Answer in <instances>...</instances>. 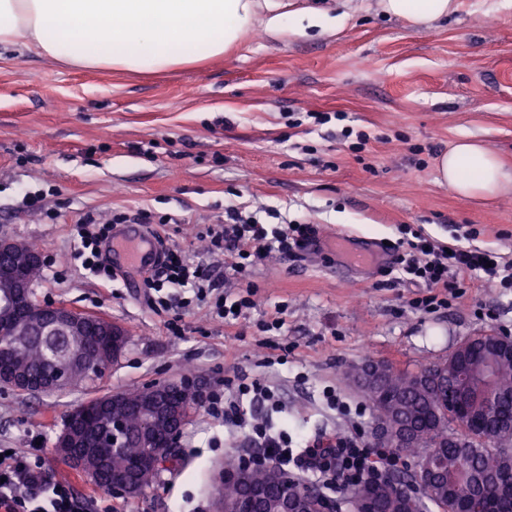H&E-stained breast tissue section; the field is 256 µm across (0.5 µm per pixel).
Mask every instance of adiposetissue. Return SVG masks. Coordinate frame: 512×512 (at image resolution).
<instances>
[{
  "label": "adipose tissue",
  "instance_id": "ef3b65f1",
  "mask_svg": "<svg viewBox=\"0 0 512 512\" xmlns=\"http://www.w3.org/2000/svg\"><path fill=\"white\" fill-rule=\"evenodd\" d=\"M416 29L455 13L458 0H380ZM286 0H0V47L25 39L67 65L154 72L221 56L256 21L279 38L294 34ZM98 38H89V31ZM441 182L465 199L512 191V170L484 142L463 137L440 156Z\"/></svg>",
  "mask_w": 512,
  "mask_h": 512
}]
</instances>
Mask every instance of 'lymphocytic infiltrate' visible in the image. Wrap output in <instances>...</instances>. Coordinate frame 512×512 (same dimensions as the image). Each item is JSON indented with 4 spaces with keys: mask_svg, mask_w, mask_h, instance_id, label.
I'll return each mask as SVG.
<instances>
[{
    "mask_svg": "<svg viewBox=\"0 0 512 512\" xmlns=\"http://www.w3.org/2000/svg\"><path fill=\"white\" fill-rule=\"evenodd\" d=\"M160 221V216L147 210L132 216L114 215L106 224L85 217L75 226L77 246L73 258L89 274L111 277L112 269L103 248L112 238L113 225ZM315 233L313 225L297 222L269 227L233 206L225 208L223 223L206 230L211 252L224 255L228 268L239 274L270 254L294 255L313 240ZM391 249L408 281L426 289V296L417 301L418 306L426 310L443 306L445 296L455 294L457 288L468 281L496 280L501 286L512 287V263L504 262L500 254L491 249L455 247L448 251L423 236L403 245L392 244ZM143 283L150 306L162 305L160 293L164 289H189L198 301L209 302L212 319L227 325L253 305L247 295L235 304H228L211 268L167 247L163 248L157 265L145 271ZM274 400L275 394L269 386L256 379L249 381L237 376L225 380L223 396L209 398L207 412L214 417L223 416L226 422L236 426L250 428L252 442L265 459L283 468L292 465L301 471L314 472L322 483L335 491L351 489L353 484L391 465V455L373 453L349 437L337 438L334 444L324 448L293 451L287 434L273 432L267 423L246 417L245 403ZM0 512H77V506L67 485L48 482L41 459L32 458L28 449L15 448L10 455L0 458Z\"/></svg>",
    "mask_w": 512,
    "mask_h": 512,
    "instance_id": "1",
    "label": "lymphocytic infiltrate"
}]
</instances>
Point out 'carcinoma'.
Instances as JSON below:
<instances>
[{"label": "carcinoma", "mask_w": 512, "mask_h": 512, "mask_svg": "<svg viewBox=\"0 0 512 512\" xmlns=\"http://www.w3.org/2000/svg\"><path fill=\"white\" fill-rule=\"evenodd\" d=\"M4 264L21 266L29 282L40 277L41 266L28 264L23 258L4 259ZM11 282L0 278V347L7 348L10 368L19 375L38 380L50 378L58 370L65 372L68 383L77 386L99 377L94 371L96 364H110L123 352L127 336H114L109 324L96 316L81 315L85 321L80 333L62 337L61 348L50 347L45 336H21L22 325L16 317V309L9 302ZM493 339L472 336L463 340L447 361L422 368L416 372L400 370L388 364L381 379V390L366 393L374 410V418L387 407L395 409V416L403 418L412 430L413 447L398 448L396 452L416 459V467H422L432 459L440 460L448 474L457 478L455 487L447 489L441 483L423 488L415 497L417 512H430L435 507L440 512H459L467 502L482 493L497 499L512 512V444L499 447L490 443L492 430L486 425L468 423L467 444L459 447L448 440L459 417L448 407V386L444 378L431 380L438 371L450 372L451 365L477 367L486 359ZM493 381L503 395L501 415L512 420V357L495 361ZM123 416L129 429L136 433L142 428L149 430L158 445L167 444L172 430L180 423V416L172 413L163 419L151 417L141 390L136 388L121 392ZM112 406L94 410L88 418L81 420L72 430L74 441L86 468L101 479L110 480L121 474L141 489L150 487L160 470L144 463L148 449L141 447L137 439L125 448L103 447ZM400 476L385 473L376 483L362 485L369 491L381 489L375 499L376 512H405L402 500L393 490V483ZM249 483L266 491V499L258 506L261 512H269L273 503L282 495L299 497L312 486L293 479L279 483L273 477V468L265 466L249 471ZM221 496L228 502L239 504L240 512H251L245 489L237 484L226 483Z\"/></svg>", "instance_id": "obj_1"}]
</instances>
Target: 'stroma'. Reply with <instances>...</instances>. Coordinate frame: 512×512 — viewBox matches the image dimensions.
Returning a JSON list of instances; mask_svg holds the SVG:
<instances>
[{
  "label": "stroma",
  "instance_id": "obj_1",
  "mask_svg": "<svg viewBox=\"0 0 512 512\" xmlns=\"http://www.w3.org/2000/svg\"><path fill=\"white\" fill-rule=\"evenodd\" d=\"M293 2L344 22L281 39L258 23L224 56L157 73L0 53V238L38 246L37 302L106 317L128 337L95 384L0 390V450L31 449L90 512H215L225 461L252 449L247 430L199 409L180 439L181 465L138 497L115 499L55 453L67 415L91 398L188 372L220 393L225 378L243 375L280 402L247 416L294 446L328 436L366 444L373 414L355 425L329 408L326 389L362 403L349 375L365 364L415 370L465 337L512 336V288L469 285L425 311L414 305L424 289L402 282L390 256L359 262L353 252L419 233L512 262V193L466 200L435 169L463 136L512 167V0H462L422 30L382 13L379 0ZM28 192L43 193L44 214L23 207ZM230 205L264 224L310 222L318 234L298 257L270 256L242 276L200 237ZM140 209L172 216L157 232L222 268L228 300L252 293L245 318L227 326L198 303L175 335L168 312L147 305L140 269L116 256L105 279L71 262L80 218Z\"/></svg>",
  "mask_w": 512,
  "mask_h": 512
}]
</instances>
